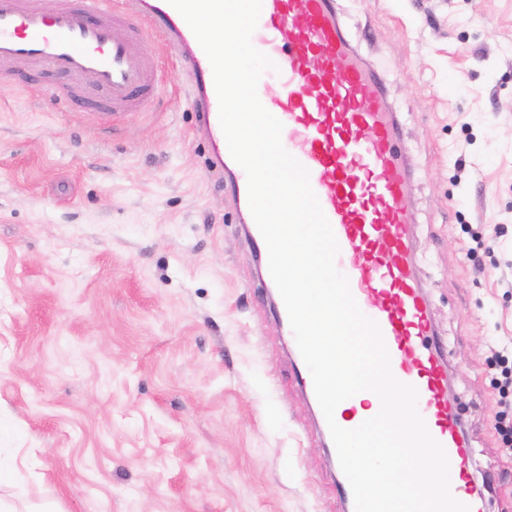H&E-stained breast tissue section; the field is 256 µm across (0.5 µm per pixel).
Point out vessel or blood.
<instances>
[{
    "label": "vessel or blood",
    "mask_w": 512,
    "mask_h": 512,
    "mask_svg": "<svg viewBox=\"0 0 512 512\" xmlns=\"http://www.w3.org/2000/svg\"><path fill=\"white\" fill-rule=\"evenodd\" d=\"M163 52L189 75L197 123L216 144L209 171L232 156L223 142L211 64L170 4L121 0H0V68L23 59L37 71L90 87L91 108L117 120L142 109L158 73L142 49L144 18ZM252 43L269 56L257 94L283 124L282 143L309 172L339 244L336 260L361 311L379 325L396 379L418 390V410L450 463L453 495L487 512L470 480L471 445L448 401V364L434 338L410 254L411 222L393 115L366 65L344 38L332 0H262Z\"/></svg>",
    "instance_id": "1"
}]
</instances>
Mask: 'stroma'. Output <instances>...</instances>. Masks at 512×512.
<instances>
[{
	"label": "stroma",
	"mask_w": 512,
	"mask_h": 512,
	"mask_svg": "<svg viewBox=\"0 0 512 512\" xmlns=\"http://www.w3.org/2000/svg\"><path fill=\"white\" fill-rule=\"evenodd\" d=\"M398 120L412 256L489 512L512 360V0H332ZM116 124L0 74V495L18 512H345L185 76Z\"/></svg>",
	"instance_id": "obj_1"
}]
</instances>
